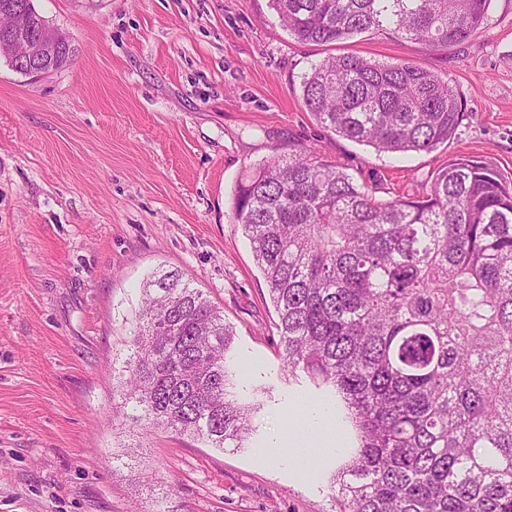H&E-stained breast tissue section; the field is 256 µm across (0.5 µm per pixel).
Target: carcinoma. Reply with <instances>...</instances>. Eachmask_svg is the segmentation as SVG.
<instances>
[{"mask_svg": "<svg viewBox=\"0 0 512 512\" xmlns=\"http://www.w3.org/2000/svg\"><path fill=\"white\" fill-rule=\"evenodd\" d=\"M490 0H271L298 40L372 30L461 44ZM316 121L380 153L431 151L462 120L457 92L409 62L329 57L303 77ZM236 219L278 314L284 366L341 397L358 449L338 512H512V184L455 160L416 198L381 202L302 147L246 173ZM234 332L172 272L142 288L112 402L146 428L240 448Z\"/></svg>", "mask_w": 512, "mask_h": 512, "instance_id": "obj_1", "label": "carcinoma"}]
</instances>
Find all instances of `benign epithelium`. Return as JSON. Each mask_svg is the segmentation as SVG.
<instances>
[{
  "instance_id": "benign-epithelium-1",
  "label": "benign epithelium",
  "mask_w": 512,
  "mask_h": 512,
  "mask_svg": "<svg viewBox=\"0 0 512 512\" xmlns=\"http://www.w3.org/2000/svg\"><path fill=\"white\" fill-rule=\"evenodd\" d=\"M36 33H18L12 25L0 28V56L12 67L24 74L38 76L54 68L56 46L60 43V32L47 21L37 16L34 19Z\"/></svg>"
}]
</instances>
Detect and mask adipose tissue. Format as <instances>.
<instances>
[{"mask_svg": "<svg viewBox=\"0 0 512 512\" xmlns=\"http://www.w3.org/2000/svg\"><path fill=\"white\" fill-rule=\"evenodd\" d=\"M335 414L333 405L301 400L288 419V428L294 430L295 437L282 457L283 464L294 470L304 462L317 463L326 454L344 453L348 436L333 428Z\"/></svg>", "mask_w": 512, "mask_h": 512, "instance_id": "adipose-tissue-1", "label": "adipose tissue"}]
</instances>
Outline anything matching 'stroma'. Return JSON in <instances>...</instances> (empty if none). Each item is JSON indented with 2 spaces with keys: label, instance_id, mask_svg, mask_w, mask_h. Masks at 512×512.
Masks as SVG:
<instances>
[{
  "label": "stroma",
  "instance_id": "stroma-1",
  "mask_svg": "<svg viewBox=\"0 0 512 512\" xmlns=\"http://www.w3.org/2000/svg\"><path fill=\"white\" fill-rule=\"evenodd\" d=\"M33 4L75 53L39 76L0 58V512H332L342 459L303 478L268 448L297 398L336 395L282 367L235 188L298 145L380 200L422 195L455 159L512 182V0H491L484 27L439 51L381 32L303 43L269 0ZM343 54L448 82L456 134L381 155L323 128L303 77ZM161 270L236 332L235 387L253 407L242 447L112 418V364Z\"/></svg>",
  "mask_w": 512,
  "mask_h": 512
}]
</instances>
